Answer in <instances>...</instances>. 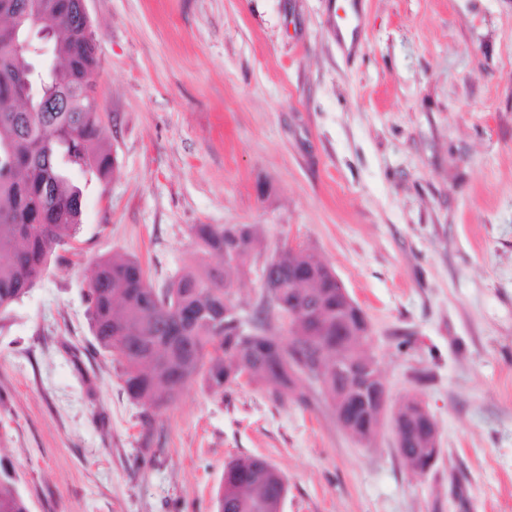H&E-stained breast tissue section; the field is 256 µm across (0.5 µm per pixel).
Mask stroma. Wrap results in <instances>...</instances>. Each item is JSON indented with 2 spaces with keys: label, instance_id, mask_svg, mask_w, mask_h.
Wrapping results in <instances>:
<instances>
[{
  "label": "stroma",
  "instance_id": "1",
  "mask_svg": "<svg viewBox=\"0 0 512 512\" xmlns=\"http://www.w3.org/2000/svg\"><path fill=\"white\" fill-rule=\"evenodd\" d=\"M86 0L116 168L80 231L0 314V464L29 512H214L226 462L284 475L283 512H512V0ZM193 224L316 253L370 325L389 405L442 454L414 475L309 403L190 385L144 422L90 332L102 258L156 284Z\"/></svg>",
  "mask_w": 512,
  "mask_h": 512
}]
</instances>
